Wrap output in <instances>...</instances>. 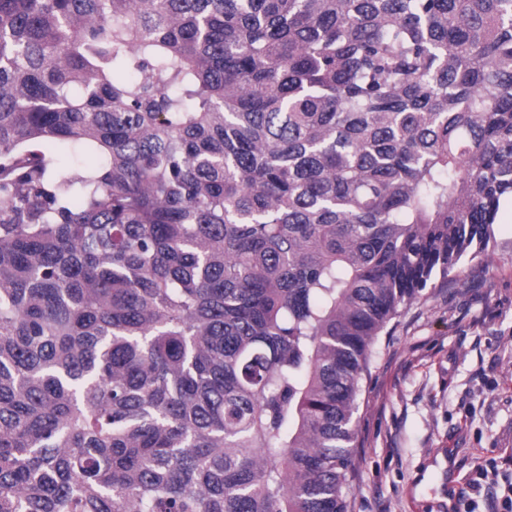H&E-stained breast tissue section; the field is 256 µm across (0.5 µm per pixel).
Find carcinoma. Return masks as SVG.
I'll list each match as a JSON object with an SVG mask.
<instances>
[{
    "instance_id": "cac0c4a2",
    "label": "carcinoma",
    "mask_w": 512,
    "mask_h": 512,
    "mask_svg": "<svg viewBox=\"0 0 512 512\" xmlns=\"http://www.w3.org/2000/svg\"><path fill=\"white\" fill-rule=\"evenodd\" d=\"M508 197L512 0H0V512H349Z\"/></svg>"
}]
</instances>
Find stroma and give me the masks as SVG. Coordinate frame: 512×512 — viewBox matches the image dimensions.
Instances as JSON below:
<instances>
[{"instance_id": "obj_1", "label": "stroma", "mask_w": 512, "mask_h": 512, "mask_svg": "<svg viewBox=\"0 0 512 512\" xmlns=\"http://www.w3.org/2000/svg\"><path fill=\"white\" fill-rule=\"evenodd\" d=\"M350 512H491L512 480V205L482 262L462 260L400 308L359 399Z\"/></svg>"}]
</instances>
